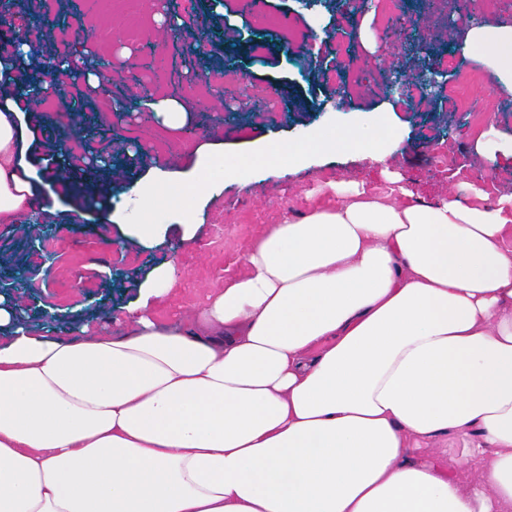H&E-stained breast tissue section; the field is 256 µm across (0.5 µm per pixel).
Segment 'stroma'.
<instances>
[{"label":"stroma","instance_id":"stroma-1","mask_svg":"<svg viewBox=\"0 0 512 512\" xmlns=\"http://www.w3.org/2000/svg\"><path fill=\"white\" fill-rule=\"evenodd\" d=\"M154 10L168 18H180L189 8L204 12L211 22L208 39L184 23L171 39L158 29L144 26L143 5L128 0H95L84 10L82 0H53V20L43 30L39 56L59 46L58 30L69 18L86 13L98 25V39L91 50L81 53L82 70H99L100 61L124 57L127 66L140 61L142 48L153 44L159 57L182 51L198 55L196 88L184 106L188 122L206 123L213 141L223 143L227 161L261 145L272 137L304 139L320 125H360L376 127L380 117L395 125L401 143L389 157L391 170L399 173L415 197L432 202L448 187L468 190L481 187L487 202L512 195V158L500 159L496 169H488L476 151L470 115L444 108V96L427 99L415 106L407 97L391 95L379 84L383 62H405V50L391 43L370 52L368 37L359 36L361 21L378 24L377 14L362 15L356 4L336 7L334 0L313 8H303L298 0H257L252 13L241 9V0H153ZM448 18L447 4L438 5L429 18L407 16V32L415 39L422 60L438 72L439 81L452 83L460 75L483 70L481 61L463 55L455 44L436 47L439 30ZM342 29L350 40L337 50L330 40H319V27ZM333 68L355 66L353 79L344 87L326 80L323 60ZM240 72L237 96L219 99L218 76L226 66ZM109 93L94 92L78 100L83 124L60 122L43 131V116L55 112L60 93L47 94L39 111L20 116V125L33 127L26 137L24 162L37 178L53 181L54 169L46 167V155L63 156L76 152L84 156L94 151L111 159L105 169L81 168L67 190H55L43 199L54 218L72 222L69 236L57 252L58 280L44 276L42 244H31L23 224L10 234H0V268L21 271L24 276L20 296L28 305L33 326H49L53 335H69L75 322L119 333L121 306L132 300L145 272L162 264L168 252L129 245L116 225L102 226L99 208L86 199L91 188L111 186L112 204L120 206L128 187L146 175L147 160L169 159L170 169H193L199 156L197 140L184 133L167 130L148 115L146 99L128 101L130 120L119 126L101 124L100 115L111 112L117 96L128 89L116 69L102 76ZM473 112H494L493 134L512 139V95L497 94L493 81H485L482 94L470 95ZM364 181L377 194L389 185L380 167L357 154L309 159L303 166L283 176L262 167L253 168L243 182L228 181L207 199L200 212L198 231L191 241L172 236L180 264V277L157 306L159 317L173 322L186 311L202 306L229 276L245 271L243 248L259 238L267 225L277 223L283 209L306 211L318 199V189L340 178Z\"/></svg>","mask_w":512,"mask_h":512}]
</instances>
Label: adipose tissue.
<instances>
[{
  "label": "adipose tissue",
  "instance_id": "obj_1",
  "mask_svg": "<svg viewBox=\"0 0 512 512\" xmlns=\"http://www.w3.org/2000/svg\"><path fill=\"white\" fill-rule=\"evenodd\" d=\"M457 47L512 95L511 24ZM19 110L0 108V224L40 198ZM397 144L385 123L231 163L211 143L190 172L152 168L107 221L163 249L193 239L201 201L244 169L352 152L383 167ZM325 188L184 323L154 313L173 260L145 274L120 336H51L0 294V512H512V196Z\"/></svg>",
  "mask_w": 512,
  "mask_h": 512
}]
</instances>
